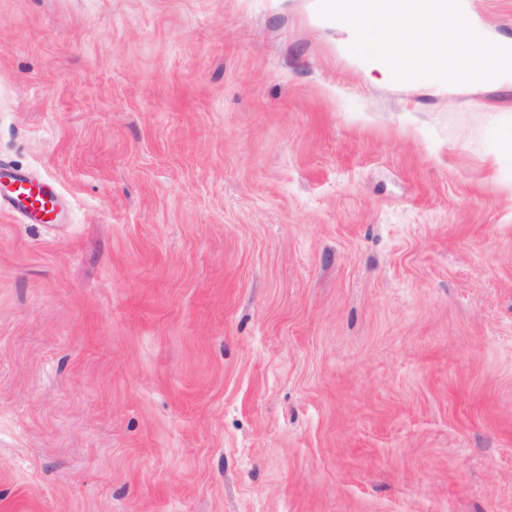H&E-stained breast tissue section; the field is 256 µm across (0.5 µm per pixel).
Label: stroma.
Listing matches in <instances>:
<instances>
[{
    "label": "stroma",
    "instance_id": "35a3bbf8",
    "mask_svg": "<svg viewBox=\"0 0 512 512\" xmlns=\"http://www.w3.org/2000/svg\"><path fill=\"white\" fill-rule=\"evenodd\" d=\"M315 7L0 0V512H512V77ZM8 193L0 197L1 209H18L20 212L51 222L57 215L60 195L48 181H35L28 175L11 173ZM6 205V206H5ZM43 217H50L46 220Z\"/></svg>",
    "mask_w": 512,
    "mask_h": 512
}]
</instances>
